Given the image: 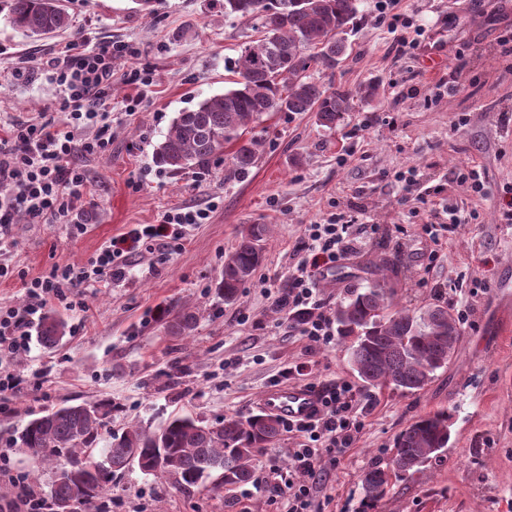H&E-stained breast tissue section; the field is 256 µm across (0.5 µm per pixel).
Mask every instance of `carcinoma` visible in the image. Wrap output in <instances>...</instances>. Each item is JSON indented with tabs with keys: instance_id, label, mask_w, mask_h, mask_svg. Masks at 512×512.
I'll use <instances>...</instances> for the list:
<instances>
[{
	"instance_id": "carcinoma-1",
	"label": "carcinoma",
	"mask_w": 512,
	"mask_h": 512,
	"mask_svg": "<svg viewBox=\"0 0 512 512\" xmlns=\"http://www.w3.org/2000/svg\"><path fill=\"white\" fill-rule=\"evenodd\" d=\"M309 4L304 8L300 0H247L245 7L234 8L224 0L225 14L261 19L262 29L276 34L275 43L262 37L244 44L230 62L233 87L177 113L156 148L160 166L172 171L204 167L232 147V166L246 174L262 147L254 130L264 117L273 112H314L319 123L331 130L351 111L354 100L378 95L375 82L354 90L332 89L307 76L312 66L336 69V60L348 50L342 34L359 15V0H309ZM9 19L28 37L55 34L70 24L60 0H12ZM269 232L266 224L250 225L234 251L224 257L217 288L224 302L236 301L240 286L257 270L260 242ZM333 319L340 339L351 340L353 370L372 388L423 389L438 369L448 365L461 339L459 322L448 306L401 307L384 274L340 301ZM196 323V313L183 306L169 311L166 331L188 338ZM64 333V322L53 315L39 329V337L48 345ZM111 412L109 403L62 405L31 419L22 429L19 447L36 466H70L66 479L49 486L53 504H87L133 465L172 480L177 488L196 486L215 473L226 487L244 485L252 479L254 458L276 440L280 427L278 419L263 413L226 416L216 423L174 415L154 430L131 424L111 432L107 429ZM450 419L448 410H438L418 417L400 432L386 466L370 467L361 479L366 508H375L384 498L391 478L421 472L441 458L448 447ZM102 441L107 443L101 449L103 469L95 458Z\"/></svg>"
}]
</instances>
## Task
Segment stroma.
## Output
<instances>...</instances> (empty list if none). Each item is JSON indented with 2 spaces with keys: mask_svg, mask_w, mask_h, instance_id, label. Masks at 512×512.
I'll return each mask as SVG.
<instances>
[{
  "mask_svg": "<svg viewBox=\"0 0 512 512\" xmlns=\"http://www.w3.org/2000/svg\"><path fill=\"white\" fill-rule=\"evenodd\" d=\"M62 3L71 28L36 39L8 23L10 0H0V136L18 124L62 121L60 88L43 63L78 40L129 48L113 59L103 99L111 143L83 159V198L68 218L16 217L6 254L15 272L0 279V303L25 304V280L58 264H88L129 225L160 223L174 208L209 217L166 261L143 254L123 283L83 288V309L47 304L66 335L52 348L32 338L11 366L23 381L0 412V457L11 475L32 481L33 461L16 437L42 411L109 402L115 430L133 422L154 428L176 412L214 422L259 412L265 391L288 385V366L307 362L309 382L353 383L364 422L320 484L313 512H363L364 472L385 464L413 420L440 409L451 414L440 461L397 481L375 512H512V224L499 218L512 188V52L500 42L512 31V0H398L407 29L391 28L378 0H361L348 55L335 71L311 76L345 89L374 81L378 96L356 101L332 130L312 112L271 114L245 175L225 153L179 172L157 165L154 154L178 112L231 88L228 63L256 38L258 19L226 17L224 0H154L149 15L134 0ZM417 28L419 46L402 49L401 38ZM134 70L152 73L153 85L129 83ZM466 165L483 171V194L454 179ZM333 213L369 232L321 273L327 310L383 273L400 305L467 308L451 361L423 390L364 387L344 342L310 347L275 306L306 225ZM453 215L461 222L450 232ZM77 224L84 233H74ZM252 224L271 229L262 263L228 305L217 293L224 257ZM183 304L198 314L187 339L164 329L168 310ZM295 445L279 434L257 455L252 481L230 490L212 479L179 490L133 466L100 501L104 512H288L271 470H287ZM53 477L46 468L32 481L38 497Z\"/></svg>",
  "mask_w": 512,
  "mask_h": 512,
  "instance_id": "35a3bbf8",
  "label": "stroma"
}]
</instances>
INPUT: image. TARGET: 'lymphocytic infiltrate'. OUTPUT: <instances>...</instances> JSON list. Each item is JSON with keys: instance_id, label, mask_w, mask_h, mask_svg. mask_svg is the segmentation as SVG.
I'll use <instances>...</instances> for the list:
<instances>
[{"instance_id": "f902f5d3", "label": "lymphocytic infiltrate", "mask_w": 512, "mask_h": 512, "mask_svg": "<svg viewBox=\"0 0 512 512\" xmlns=\"http://www.w3.org/2000/svg\"><path fill=\"white\" fill-rule=\"evenodd\" d=\"M126 52L123 45L88 49L74 43L47 61L46 68L61 89L59 107L67 121L62 125H20L9 137L0 139V183L11 188L9 194L0 195V252L14 245L16 214L25 213L36 221L48 215L62 217L75 209L85 176L71 159L77 153L93 156L107 148L102 95L112 80L113 57ZM91 125L98 128L96 137H82V130ZM207 218L204 209L168 211L160 223L136 224L112 238L88 265H58L48 274L26 280L25 305L0 304V361H10L29 348L30 327L51 300H68L92 282L109 286L125 280L134 256L149 253L163 258L181 250L187 227ZM305 237V255L276 304L304 313L300 335L326 346L335 333L330 314L317 298V276L354 252L360 236L351 225L332 217L323 224L307 225ZM317 391L320 409L314 417L281 423L283 431L298 441L297 447L288 451V465L304 475L303 480L288 483V512H311L314 489L363 428L352 384L321 385Z\"/></svg>"}]
</instances>
